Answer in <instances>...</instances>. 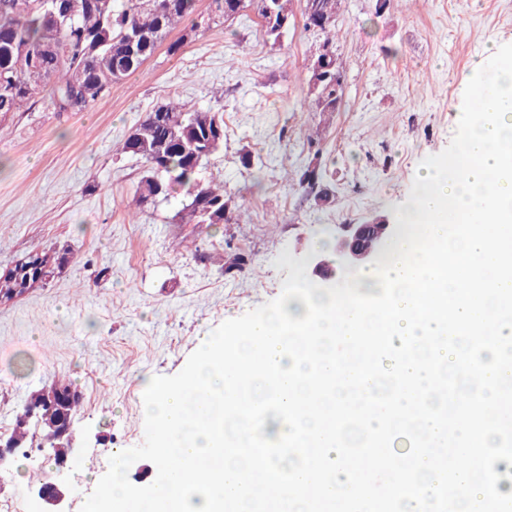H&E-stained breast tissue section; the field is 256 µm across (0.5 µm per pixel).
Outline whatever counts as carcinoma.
Masks as SVG:
<instances>
[{
  "label": "carcinoma",
  "mask_w": 512,
  "mask_h": 512,
  "mask_svg": "<svg viewBox=\"0 0 512 512\" xmlns=\"http://www.w3.org/2000/svg\"><path fill=\"white\" fill-rule=\"evenodd\" d=\"M0 0V115L24 112L47 91L59 112H81L112 85L138 72L170 33L185 21L190 30L220 26L251 6L265 34L280 40L288 29L281 22L293 17V0H211L207 14L199 0ZM341 0H313L315 16L305 17V28L325 34L331 54L315 53L307 69L309 95L317 112L336 111L343 96L342 63L331 35ZM224 111L195 108L171 100L148 112L125 140L123 150L142 164L134 194L139 207L157 206L183 197L175 218L180 224L205 229L236 223L238 206L214 186L198 179L224 145ZM295 185L321 202L329 200L319 167L295 174ZM28 405L41 410L30 425L15 420L12 435L22 446L50 448L56 432L57 412L44 393L31 395Z\"/></svg>",
  "instance_id": "carcinoma-1"
}]
</instances>
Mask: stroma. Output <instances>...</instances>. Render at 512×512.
Listing matches in <instances>:
<instances>
[{"mask_svg": "<svg viewBox=\"0 0 512 512\" xmlns=\"http://www.w3.org/2000/svg\"><path fill=\"white\" fill-rule=\"evenodd\" d=\"M302 9L295 0L277 42L251 11L197 34L182 24L177 53L159 48L85 111H56L44 96L0 117V274L34 251L68 257L46 284L0 301V437L32 392L79 391L86 465L65 477V512H80L111 455L143 443L142 378L178 374L203 334L279 297L282 251L304 260L317 237L395 218L421 161L457 129L473 61L512 44V0H342L343 101L315 112L307 63L322 37L304 29ZM174 95L224 111V148L201 176L223 181L237 223H175L176 199L128 218L141 165L121 147ZM314 159L325 206L281 179ZM55 477L46 452L17 453L0 473V512H28Z\"/></svg>", "mask_w": 512, "mask_h": 512, "instance_id": "obj_1", "label": "stroma"}]
</instances>
